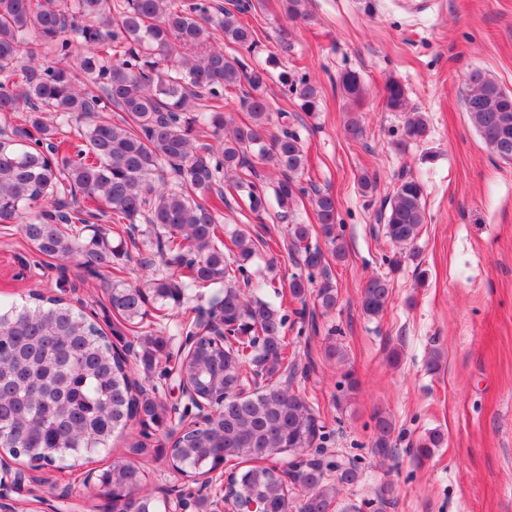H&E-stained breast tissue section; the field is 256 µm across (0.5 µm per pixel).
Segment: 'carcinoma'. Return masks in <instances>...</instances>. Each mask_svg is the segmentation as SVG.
Instances as JSON below:
<instances>
[{
    "label": "carcinoma",
    "instance_id": "1",
    "mask_svg": "<svg viewBox=\"0 0 512 512\" xmlns=\"http://www.w3.org/2000/svg\"><path fill=\"white\" fill-rule=\"evenodd\" d=\"M252 8V0L217 8L213 0H0V112L11 118L0 135V224L18 225L37 255L101 279L114 335L126 329L133 337L128 356L95 320L38 290L0 309V453L29 469L75 467L133 422L140 430L131 453L174 438L180 448L174 467L193 481L223 462H257L232 473L231 494L242 510L257 502L266 512H288L297 486L298 512H335L337 485L359 481L356 465L341 460L334 463V485L325 482L318 460L297 470L289 484L279 474L285 453L323 448L327 433L319 413L292 387L299 366L288 359L287 314L243 292L253 286L248 262L269 243L243 233L224 242L228 198L239 196L259 217L274 196L278 218L288 223L287 249L301 267L288 282L289 298L300 303L298 333L319 332L317 315L338 303L329 259L346 255L336 198L302 185L306 154L288 113H277L279 135H264L272 102L261 76L237 54L256 48L253 28L242 21ZM76 40L84 47L74 56ZM39 46L55 60L40 62ZM466 81L473 126L495 156L512 162V93L478 71ZM280 83L306 115L320 110L321 91L310 79L285 71ZM339 85L348 100L364 95L354 72L342 73ZM233 91L250 122L228 131L224 109ZM385 105L406 113L408 138L428 135L426 119L407 110L398 82L386 85ZM206 129L216 144L199 142ZM261 166L278 172L277 180L267 181ZM309 193L315 226L295 216ZM422 198V183L401 175L379 215L394 246L415 248L426 221ZM141 222L152 226L153 238L146 244L150 255L135 260L112 246L111 225L133 230ZM319 235L330 245L327 254L312 243ZM156 256L166 274L141 285L118 280L126 263L150 267ZM109 272L117 280L105 278ZM201 287L215 289L205 304L193 293ZM390 296V281L373 276L361 308L377 317ZM173 316L193 339L176 358L164 335ZM206 317L224 321V345L201 331ZM324 353L341 367L340 406L360 381L336 342ZM136 361L147 371L161 368L162 377L174 363L177 378L215 413L201 424L187 421L186 406L134 379ZM248 364L267 384L251 389ZM375 428L373 447L385 457L394 422L380 414ZM444 443L443 433L431 431L415 456L428 459ZM144 479L141 467L124 460L99 471L97 487L119 512H165L164 503L140 492Z\"/></svg>",
    "mask_w": 512,
    "mask_h": 512
}]
</instances>
